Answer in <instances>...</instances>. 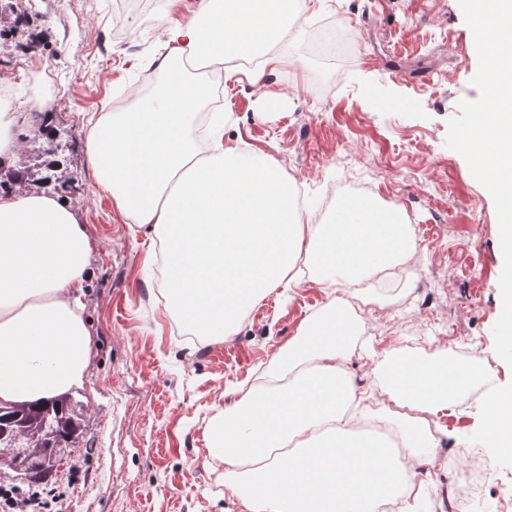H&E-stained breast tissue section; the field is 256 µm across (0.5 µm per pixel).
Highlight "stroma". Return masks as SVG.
Listing matches in <instances>:
<instances>
[{
  "label": "stroma",
  "mask_w": 512,
  "mask_h": 512,
  "mask_svg": "<svg viewBox=\"0 0 512 512\" xmlns=\"http://www.w3.org/2000/svg\"><path fill=\"white\" fill-rule=\"evenodd\" d=\"M116 9V0H35L0 66L22 141L10 169L32 163L30 119L51 112V188L76 208L94 243L84 286L93 356L71 394L94 452L74 449L45 481L62 493L53 512H241L224 491L223 467L205 462L211 421L306 317L341 294L363 322L347 362L363 386L374 384L386 356L441 348L451 359L472 352L490 372L467 391L468 409L450 407L437 424L421 413L436 426L437 462L395 512H447L454 475L438 460L462 448L495 458L472 512H512V453L494 454L483 436L488 390H512V367L492 334L502 309L497 215L490 193L446 145L460 102L479 97L475 43L457 0H307L301 27L268 48L282 65L257 84L242 70L224 75L223 100L208 113L223 117L225 143L299 182L313 223L336 215L328 184L363 183L375 203L399 207L416 238L414 271L388 287L350 293L341 282L316 285L305 270L224 341L187 337L161 294L155 233L115 209L89 157L92 125L111 105L149 95L171 54L159 34L163 11L127 14L117 37ZM269 94L277 107L265 105Z\"/></svg>",
  "instance_id": "obj_1"
}]
</instances>
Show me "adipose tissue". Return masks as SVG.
I'll return each instance as SVG.
<instances>
[{
    "label": "adipose tissue",
    "instance_id": "1",
    "mask_svg": "<svg viewBox=\"0 0 512 512\" xmlns=\"http://www.w3.org/2000/svg\"><path fill=\"white\" fill-rule=\"evenodd\" d=\"M289 0H199L193 16L165 25L167 44L231 70L284 30ZM154 97L100 119L90 158L112 203L157 231L165 287L188 333L232 335L246 311L306 258L315 282L355 285L406 259L415 239L396 206L346 200L333 222L311 223L280 168L246 157L215 125L206 147L190 134L208 91L163 61ZM94 246L69 201L14 186L0 192V401L35 402L83 382L94 331L83 288ZM358 323L344 299L308 316L233 408L214 416L210 455L243 512H377L435 439L392 406L435 410L483 372L448 359L388 357L383 398L364 391L345 362ZM485 433L512 447V391L486 398Z\"/></svg>",
    "mask_w": 512,
    "mask_h": 512
}]
</instances>
